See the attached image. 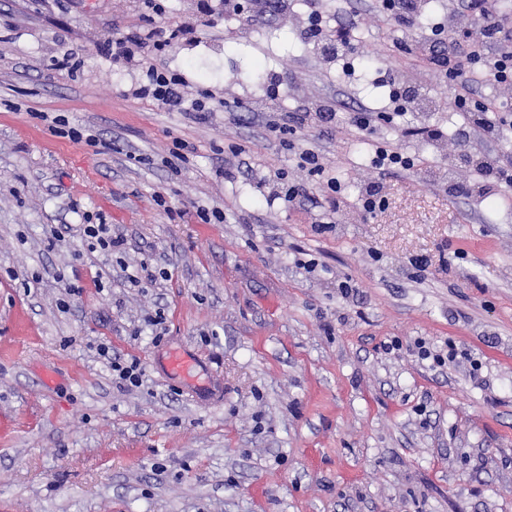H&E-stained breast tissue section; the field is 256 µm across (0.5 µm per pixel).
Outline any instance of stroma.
<instances>
[{"label": "stroma", "instance_id": "1", "mask_svg": "<svg viewBox=\"0 0 512 512\" xmlns=\"http://www.w3.org/2000/svg\"><path fill=\"white\" fill-rule=\"evenodd\" d=\"M354 8L356 59L437 103L382 127L414 172L366 168L352 121L390 89L313 54L304 0H247L122 66L112 40L141 0H0V512H512V184L478 196L469 161L512 162V137L463 132L423 29ZM147 60L209 111L137 99ZM269 74L272 114L254 107ZM326 103L336 124L270 128ZM59 115L95 145L55 135ZM420 124L437 137L405 136ZM306 149L339 199L298 167ZM285 183L305 199L273 200ZM99 223L120 249L87 250ZM102 343L140 361V386ZM174 350L209 388L168 373ZM108 349L109 348L102 344L100 346V355L108 361L110 368L112 369V375H115L121 381L128 382L133 386H138L142 377L140 362L137 359H131L126 362H120L116 359L112 360V357L108 355Z\"/></svg>", "mask_w": 512, "mask_h": 512}]
</instances>
